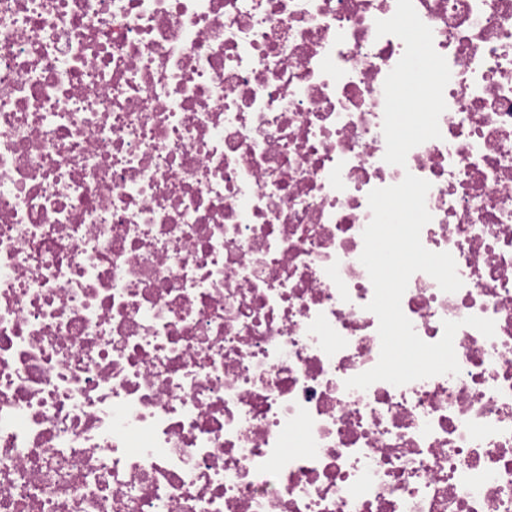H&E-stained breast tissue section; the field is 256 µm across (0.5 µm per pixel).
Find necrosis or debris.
I'll return each instance as SVG.
<instances>
[{
	"mask_svg": "<svg viewBox=\"0 0 512 512\" xmlns=\"http://www.w3.org/2000/svg\"><path fill=\"white\" fill-rule=\"evenodd\" d=\"M413 4L451 78L399 167L397 0H0V512H512V0ZM408 172L460 372L349 389Z\"/></svg>",
	"mask_w": 512,
	"mask_h": 512,
	"instance_id": "1",
	"label": "necrosis or debris"
}]
</instances>
